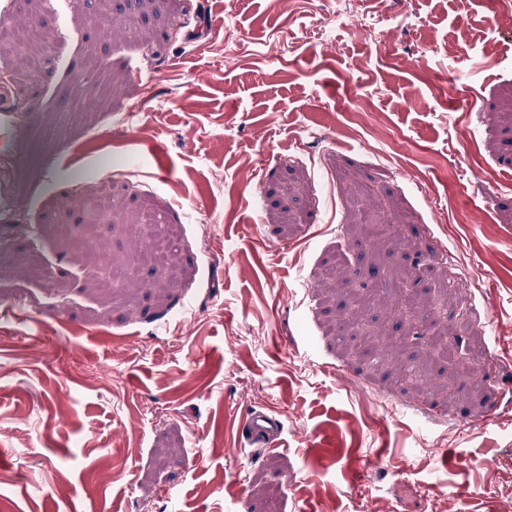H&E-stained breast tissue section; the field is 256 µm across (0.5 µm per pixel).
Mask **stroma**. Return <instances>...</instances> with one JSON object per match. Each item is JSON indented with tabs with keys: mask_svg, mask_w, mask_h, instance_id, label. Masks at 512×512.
<instances>
[{
	"mask_svg": "<svg viewBox=\"0 0 512 512\" xmlns=\"http://www.w3.org/2000/svg\"><path fill=\"white\" fill-rule=\"evenodd\" d=\"M185 2L102 14L69 0L59 19L13 0L0 15L28 49L24 67L0 51L15 105L0 111V197L26 203L0 214V306L27 315H0V512H431L435 499L502 512L512 33L487 23L499 0L284 13L204 0L206 28L176 34ZM339 8L328 55L318 30ZM60 27L70 38L49 50ZM152 210L178 250L165 276L140 259ZM387 220L392 240L365 233ZM99 249L115 291L71 277ZM447 254L481 325L453 316V295L449 316L429 313ZM373 268L381 287L365 283ZM420 328L494 363L428 355ZM257 408L278 414L280 447L243 444Z\"/></svg>",
	"mask_w": 512,
	"mask_h": 512,
	"instance_id": "35a3bbf8",
	"label": "stroma"
}]
</instances>
